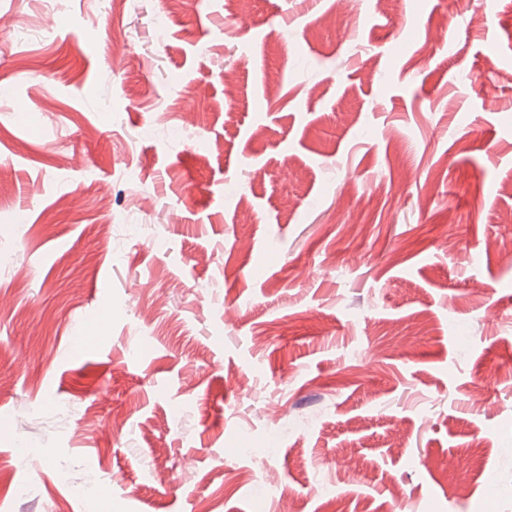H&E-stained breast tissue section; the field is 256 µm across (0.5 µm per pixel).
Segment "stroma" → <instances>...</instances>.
<instances>
[{
	"label": "stroma",
	"mask_w": 512,
	"mask_h": 512,
	"mask_svg": "<svg viewBox=\"0 0 512 512\" xmlns=\"http://www.w3.org/2000/svg\"><path fill=\"white\" fill-rule=\"evenodd\" d=\"M166 7L0 0V512H512V0Z\"/></svg>",
	"instance_id": "stroma-1"
}]
</instances>
